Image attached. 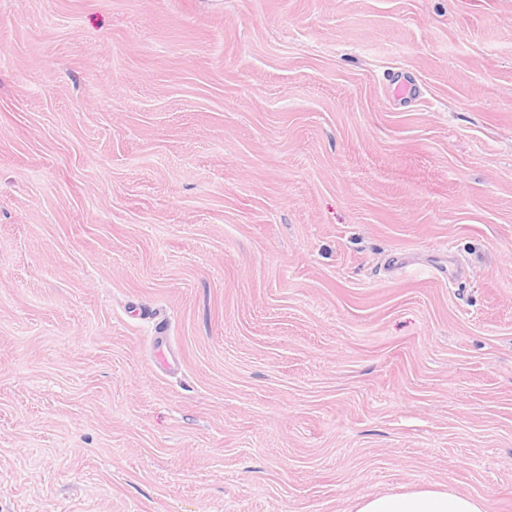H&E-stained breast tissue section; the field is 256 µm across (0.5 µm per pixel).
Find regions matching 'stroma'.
I'll use <instances>...</instances> for the list:
<instances>
[{
  "label": "stroma",
  "mask_w": 512,
  "mask_h": 512,
  "mask_svg": "<svg viewBox=\"0 0 512 512\" xmlns=\"http://www.w3.org/2000/svg\"><path fill=\"white\" fill-rule=\"evenodd\" d=\"M424 483L512 512V0H0V512Z\"/></svg>",
  "instance_id": "35a3bbf8"
}]
</instances>
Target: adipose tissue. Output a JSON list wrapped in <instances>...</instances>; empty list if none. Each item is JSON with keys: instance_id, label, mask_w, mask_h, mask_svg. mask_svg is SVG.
Instances as JSON below:
<instances>
[{"instance_id": "ef3b65f1", "label": "adipose tissue", "mask_w": 512, "mask_h": 512, "mask_svg": "<svg viewBox=\"0 0 512 512\" xmlns=\"http://www.w3.org/2000/svg\"><path fill=\"white\" fill-rule=\"evenodd\" d=\"M357 512H487V509L480 497L432 484L408 492L365 495Z\"/></svg>"}]
</instances>
